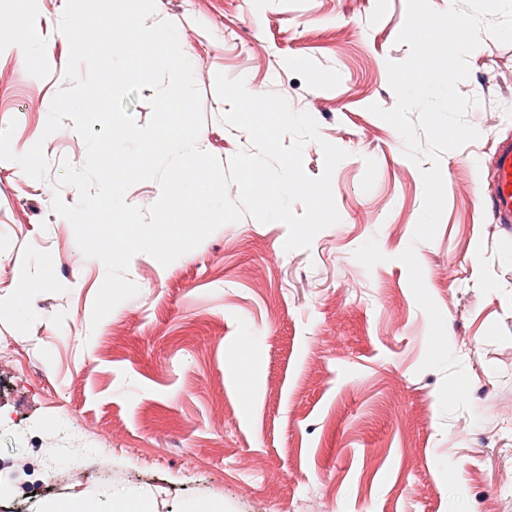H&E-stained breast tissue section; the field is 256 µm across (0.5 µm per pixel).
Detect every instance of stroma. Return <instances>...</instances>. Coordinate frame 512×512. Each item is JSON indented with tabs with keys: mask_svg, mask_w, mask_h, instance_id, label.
Wrapping results in <instances>:
<instances>
[{
	"mask_svg": "<svg viewBox=\"0 0 512 512\" xmlns=\"http://www.w3.org/2000/svg\"><path fill=\"white\" fill-rule=\"evenodd\" d=\"M65 4L0 0V128L15 123L18 155L43 142L50 163L35 180L0 161V336L18 343L0 361V448L29 446L0 497L21 500L27 462L49 456L95 466L86 495L103 508L138 495L156 512H512V229L477 189L512 139V45L485 38L468 57L458 90L480 101L465 116L480 137L441 155L443 216L416 244L431 163L369 110L396 104L387 64L409 55L406 0H156L202 95L199 147L223 161L251 147L221 120L217 73L280 94L347 153L331 180L340 221L307 249L247 216L169 265L136 254L138 293L95 325L105 269L51 209L79 199L61 159L87 156L72 120L44 132L65 84ZM411 245L470 410L443 414L442 375L422 366L429 318L399 259Z\"/></svg>",
	"mask_w": 512,
	"mask_h": 512,
	"instance_id": "35a3bbf8",
	"label": "stroma"
}]
</instances>
